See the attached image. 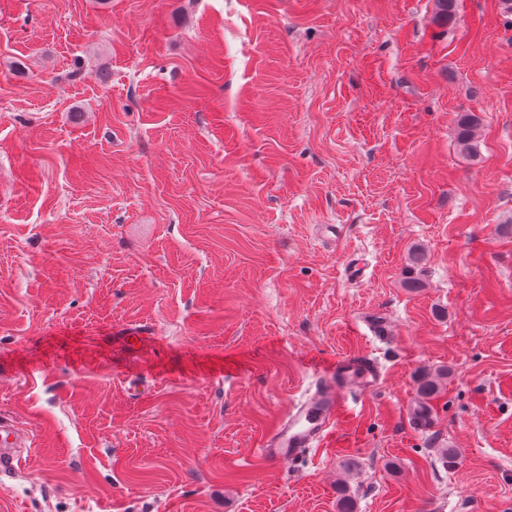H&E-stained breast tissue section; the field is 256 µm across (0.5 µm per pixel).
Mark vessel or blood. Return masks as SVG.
I'll use <instances>...</instances> for the list:
<instances>
[{"instance_id":"b4317fda","label":"vessel or blood","mask_w":512,"mask_h":512,"mask_svg":"<svg viewBox=\"0 0 512 512\" xmlns=\"http://www.w3.org/2000/svg\"><path fill=\"white\" fill-rule=\"evenodd\" d=\"M155 328L144 324H128L118 336L124 346L141 350L155 342ZM318 385L290 407L264 434L257 454L269 464L295 459L306 449L322 447L335 433L348 395L355 390L364 392L376 388L380 372L364 354L328 361L317 372ZM32 438L14 419L0 416V478L18 469Z\"/></svg>"}]
</instances>
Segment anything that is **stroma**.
<instances>
[{
  "label": "stroma",
  "mask_w": 512,
  "mask_h": 512,
  "mask_svg": "<svg viewBox=\"0 0 512 512\" xmlns=\"http://www.w3.org/2000/svg\"><path fill=\"white\" fill-rule=\"evenodd\" d=\"M353 354L327 446L260 460ZM2 414L0 512H512L502 0H0ZM481 123V118L474 112H464L457 122V144L462 153L476 157L475 130ZM126 348L140 351L144 346L155 342L156 329L144 324H128L117 331ZM446 375H448L447 371H439L435 375L423 376L418 381L417 392L419 397L423 400V402H421V405L419 406L420 415L416 417L418 420L426 422L428 407L426 406V402L424 401L432 399L439 393L440 387L442 385V379L445 378ZM32 447L31 436L12 418L0 416V480L18 469L26 448Z\"/></svg>",
  "instance_id": "obj_1"
}]
</instances>
